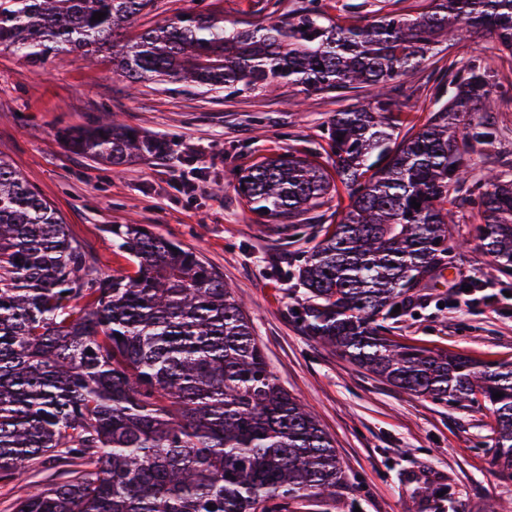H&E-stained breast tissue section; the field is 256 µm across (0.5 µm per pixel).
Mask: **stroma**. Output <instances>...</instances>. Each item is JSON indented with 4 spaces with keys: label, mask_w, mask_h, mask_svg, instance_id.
I'll list each match as a JSON object with an SVG mask.
<instances>
[{
    "label": "stroma",
    "mask_w": 512,
    "mask_h": 512,
    "mask_svg": "<svg viewBox=\"0 0 512 512\" xmlns=\"http://www.w3.org/2000/svg\"><path fill=\"white\" fill-rule=\"evenodd\" d=\"M334 17L368 20L378 13L417 16L426 0H324ZM304 0H154L131 26L138 33L195 8L225 20L287 19ZM481 61L494 106L463 115L462 126L487 128L484 144L467 141L471 168L451 197L453 243L447 267L428 287L410 291L405 315L387 320L401 343L459 354L482 364L512 362V269L474 238L478 200L471 186L489 173L512 179V54L467 29L448 47L399 77L402 130L419 129L435 108L436 79ZM371 88L303 94L281 85L272 93L204 92L182 83H143L130 90L112 71V48L93 62L50 52L32 66L0 47V158L9 161L64 219L99 271H131L112 246L115 224H146L197 252L245 302L254 336L278 382L314 413L332 438L344 479L318 500H297L290 512H501L512 506V476L492 464L494 421L488 410L451 406L402 392L353 366L303 331L305 303L297 271L349 203L346 190L305 214L297 235L271 231L239 198L238 171L261 157L310 151L327 162V126L337 111L369 103ZM166 140L167 153L120 168L65 148L58 131L106 113ZM479 278L487 297L457 306L465 278ZM450 485L436 500L430 483Z\"/></svg>",
    "instance_id": "obj_1"
}]
</instances>
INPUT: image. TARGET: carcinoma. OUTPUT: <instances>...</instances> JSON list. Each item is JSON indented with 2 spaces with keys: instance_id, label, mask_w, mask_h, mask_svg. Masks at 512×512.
I'll list each match as a JSON object with an SVG mask.
<instances>
[{
  "instance_id": "1",
  "label": "carcinoma",
  "mask_w": 512,
  "mask_h": 512,
  "mask_svg": "<svg viewBox=\"0 0 512 512\" xmlns=\"http://www.w3.org/2000/svg\"><path fill=\"white\" fill-rule=\"evenodd\" d=\"M151 2L0 0V45L37 63L58 47L87 58L110 44L132 84L377 89L369 105L330 117L332 168L301 151L265 156L239 173L237 193L286 234L337 184L346 188L350 203L298 269L305 333L399 390L485 407L493 464L511 475L512 363L400 343L383 323L446 265L449 192L470 165L462 142L486 137L460 132L458 118L493 103L481 64L450 70L438 83L448 98L402 135L393 112L404 91L393 81L462 23L512 52V0H428L416 17L366 24L315 0L269 24L186 12L119 39ZM96 12L105 17L92 21ZM60 138L114 168L166 148L114 120ZM479 208V246L512 267V179L489 177ZM112 241L133 273L98 271L57 211L0 158V481L47 460L66 466L15 512H284L290 500L333 494L343 471L332 440L278 383L224 277L144 224L118 225Z\"/></svg>"
}]
</instances>
